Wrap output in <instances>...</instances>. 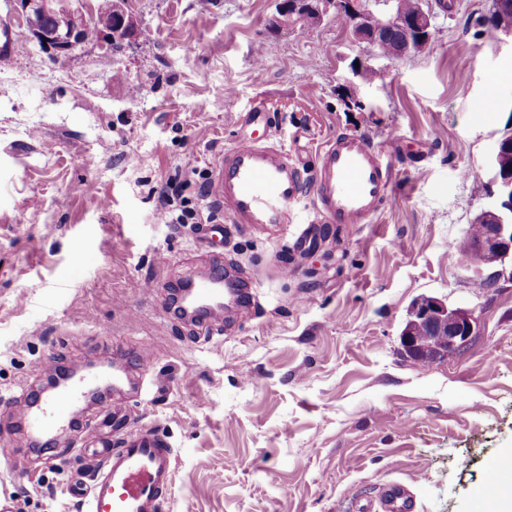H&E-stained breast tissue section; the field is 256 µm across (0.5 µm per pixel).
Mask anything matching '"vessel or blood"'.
I'll return each instance as SVG.
<instances>
[{
  "label": "vessel or blood",
  "mask_w": 512,
  "mask_h": 512,
  "mask_svg": "<svg viewBox=\"0 0 512 512\" xmlns=\"http://www.w3.org/2000/svg\"><path fill=\"white\" fill-rule=\"evenodd\" d=\"M240 134L220 157L210 197L231 223L258 230H280L297 223L296 204L312 196L315 219L307 220L297 238L307 250L322 235L323 224L373 223L389 197L392 164L367 136L341 132L315 154L313 161L293 157L272 143L274 126L265 109L252 106L239 112ZM218 276L194 285L203 305L219 301L223 291ZM89 390L79 379L37 400L29 409V433L48 436L56 422ZM107 431L83 456L92 483L71 486L86 512H158L174 475L169 442L154 428H135L120 409L106 411ZM498 467H491L475 490L478 512L499 490Z\"/></svg>",
  "instance_id": "obj_1"
}]
</instances>
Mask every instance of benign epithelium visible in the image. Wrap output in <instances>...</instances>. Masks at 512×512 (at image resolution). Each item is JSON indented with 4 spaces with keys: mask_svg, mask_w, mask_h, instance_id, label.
I'll use <instances>...</instances> for the list:
<instances>
[{
    "mask_svg": "<svg viewBox=\"0 0 512 512\" xmlns=\"http://www.w3.org/2000/svg\"><path fill=\"white\" fill-rule=\"evenodd\" d=\"M370 0H279L276 13L269 20L274 31L286 30L298 23H313L333 13L347 14L352 19L349 27L353 41L373 49L397 31L401 38L391 48L388 58L399 59L426 46L431 39L435 12L432 0H425L412 15L397 8L398 0H385L394 6L385 15L369 8ZM16 12L30 16L35 12L55 14L64 19L66 26L55 30H30L32 38L50 56L68 55L83 43L82 31L86 16L72 4V0H14ZM512 152V139L499 140L492 156L497 185L496 202L482 212V219L491 220L478 234H468L459 247L465 258L476 252L494 255L499 264L512 260V170L503 165V157ZM425 323L439 324L446 331L440 345L434 347L432 362L446 361L466 349L478 334L479 324L473 312L463 308H450L443 300L421 297L410 307L408 320L401 333V346L406 355L420 347L415 326Z\"/></svg>",
    "mask_w": 512,
    "mask_h": 512,
    "instance_id": "obj_1",
    "label": "benign epithelium"
}]
</instances>
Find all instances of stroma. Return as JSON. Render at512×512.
I'll return each mask as SVG.
<instances>
[{
  "instance_id": "1",
  "label": "stroma",
  "mask_w": 512,
  "mask_h": 512,
  "mask_svg": "<svg viewBox=\"0 0 512 512\" xmlns=\"http://www.w3.org/2000/svg\"><path fill=\"white\" fill-rule=\"evenodd\" d=\"M278 0H127L120 50L95 42L65 64L0 0L21 46L0 61V499L11 512H81L68 493L100 419L126 408L175 455L161 512H472L495 464L512 465V269L478 287L456 248L491 200L489 159L512 132V36L453 0L430 42L399 59L352 44L342 22L278 33ZM368 62L377 79L354 77ZM263 105L276 140L313 159L339 132L392 158L371 224L328 226L298 253L219 215L222 236L155 218L157 188L186 165L214 170ZM166 264H158V255ZM254 284L247 318L190 324L167 290L214 262ZM294 272L281 277L278 263ZM155 289L147 293L144 281ZM471 310L479 334L423 368L400 345L418 297ZM137 393L79 407L52 460L14 429L56 368L103 352Z\"/></svg>"
}]
</instances>
